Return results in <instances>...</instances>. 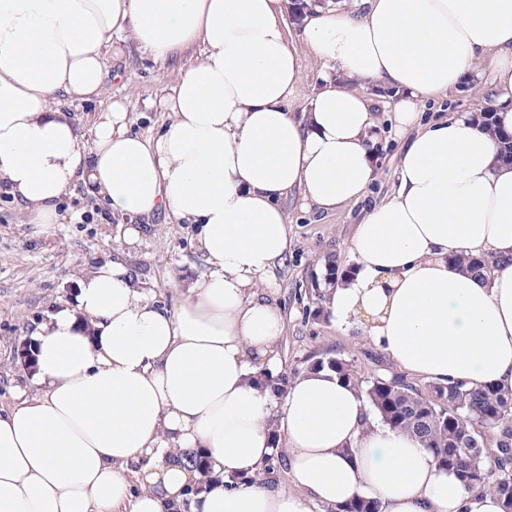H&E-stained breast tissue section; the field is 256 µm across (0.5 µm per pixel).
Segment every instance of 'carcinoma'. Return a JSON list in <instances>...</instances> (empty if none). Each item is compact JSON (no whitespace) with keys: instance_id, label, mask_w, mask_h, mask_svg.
I'll list each match as a JSON object with an SVG mask.
<instances>
[{"instance_id":"1","label":"carcinoma","mask_w":512,"mask_h":512,"mask_svg":"<svg viewBox=\"0 0 512 512\" xmlns=\"http://www.w3.org/2000/svg\"><path fill=\"white\" fill-rule=\"evenodd\" d=\"M464 265L482 279L491 273L483 257H467ZM305 363L308 370L338 371L358 388L382 423L411 433L441 466L456 472L467 490L493 491L506 502V512H512L511 395L448 380L433 383L426 397L402 375H376L365 382L353 362L342 356L314 353ZM179 462L191 470L206 466L205 456L193 451L181 453ZM285 465L283 444L277 441L257 480L274 482Z\"/></svg>"}]
</instances>
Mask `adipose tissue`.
Returning <instances> with one entry per match:
<instances>
[{
    "label": "adipose tissue",
    "instance_id": "1",
    "mask_svg": "<svg viewBox=\"0 0 512 512\" xmlns=\"http://www.w3.org/2000/svg\"><path fill=\"white\" fill-rule=\"evenodd\" d=\"M285 0H0V192L42 235L76 184L131 219L199 225L210 267L176 309L121 260L77 284L75 305L33 332L39 394L0 414V512H311L355 498L382 512H504L470 491L408 432L380 424L336 371L302 373L275 396L281 313L256 288L288 251L292 192L329 211L361 199L378 133L366 81L414 127L397 188L357 225L358 264L324 304L402 369L512 394V0H362L315 11L299 34L337 72L302 115L301 66ZM155 62L192 47L201 62L161 106L155 136L120 103L81 131L59 98L101 96L124 37ZM491 62L493 128L471 113L417 126L427 98ZM501 258L488 282L455 262ZM291 485L253 483L275 441ZM206 454L209 475L175 451Z\"/></svg>",
    "mask_w": 512,
    "mask_h": 512
}]
</instances>
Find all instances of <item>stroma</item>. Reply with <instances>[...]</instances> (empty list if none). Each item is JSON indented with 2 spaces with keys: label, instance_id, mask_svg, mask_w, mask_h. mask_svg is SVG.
<instances>
[{
  "label": "stroma",
  "instance_id": "obj_1",
  "mask_svg": "<svg viewBox=\"0 0 512 512\" xmlns=\"http://www.w3.org/2000/svg\"><path fill=\"white\" fill-rule=\"evenodd\" d=\"M284 20L295 39L301 82L289 101L292 112H303L321 87L330 69L298 40L301 18L286 11ZM110 62V74L101 97L79 103L62 100L83 129H90L98 112L112 102L123 104L134 132L155 135L167 122L160 103L168 88L201 59L192 48L165 64L155 63L133 41L120 45ZM490 67L461 84L459 89L431 97L419 107L421 122L448 112L483 109L492 87ZM358 91L374 96L380 131L373 146L377 176L365 196L333 211H320L292 195L283 202L289 224L288 255L273 277L261 284L281 309L285 327L277 342L282 369L299 367L314 351L331 352L353 360L361 377L389 375L398 367L358 331L336 323L324 310L319 294L324 286L325 259L334 256L340 270L357 264L350 250L351 238L365 211L388 199L396 188V165L406 135L392 120L393 100L377 85L361 83ZM65 216L52 236L36 234L24 208L0 195V411L9 410L18 391L29 389L30 375L17 357V348L38 321L55 306L74 303L78 280L99 265L122 256L136 272L144 290L161 305L173 309L185 298L189 284L208 268L196 241L194 225L179 224L165 214L145 220L142 236L134 246L121 241L123 218L84 186L74 188L60 202Z\"/></svg>",
  "mask_w": 512,
  "mask_h": 512
}]
</instances>
